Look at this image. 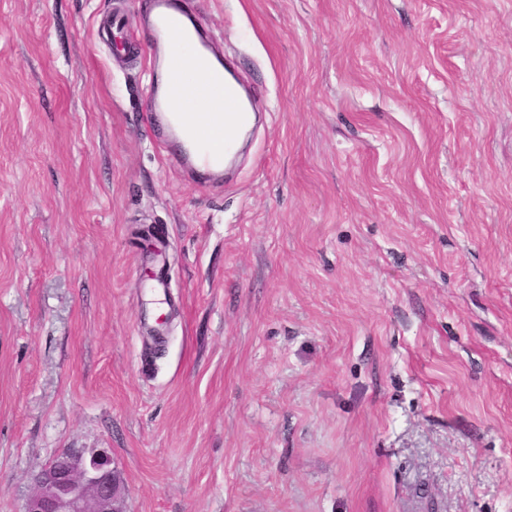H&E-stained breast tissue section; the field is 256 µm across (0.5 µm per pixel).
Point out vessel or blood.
I'll use <instances>...</instances> for the list:
<instances>
[{
    "instance_id": "vessel-or-blood-1",
    "label": "vessel or blood",
    "mask_w": 512,
    "mask_h": 512,
    "mask_svg": "<svg viewBox=\"0 0 512 512\" xmlns=\"http://www.w3.org/2000/svg\"><path fill=\"white\" fill-rule=\"evenodd\" d=\"M153 8L160 32L170 45L179 48L180 53L170 66L163 98L149 100L147 108L167 114L169 136L176 144L169 152L174 164L188 161L205 170L217 168L225 153L232 151V140H225L223 146H215L207 121L187 126L180 112L181 106L207 99L212 85L220 82L224 85L226 105L234 121L247 124L248 114L240 104L238 90L233 85L224 84L222 72L198 42L197 29L185 22L174 0H154Z\"/></svg>"
}]
</instances>
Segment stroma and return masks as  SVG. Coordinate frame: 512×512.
Listing matches in <instances>:
<instances>
[{
	"label": "stroma",
	"instance_id": "1",
	"mask_svg": "<svg viewBox=\"0 0 512 512\" xmlns=\"http://www.w3.org/2000/svg\"><path fill=\"white\" fill-rule=\"evenodd\" d=\"M178 2L262 117L214 185L153 0H0V512L66 448L124 512H512V0Z\"/></svg>",
	"mask_w": 512,
	"mask_h": 512
}]
</instances>
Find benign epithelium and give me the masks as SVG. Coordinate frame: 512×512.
<instances>
[{"instance_id":"1","label":"benign epithelium","mask_w":512,"mask_h":512,"mask_svg":"<svg viewBox=\"0 0 512 512\" xmlns=\"http://www.w3.org/2000/svg\"><path fill=\"white\" fill-rule=\"evenodd\" d=\"M124 486L104 448H66L41 471L24 512H123Z\"/></svg>"}]
</instances>
